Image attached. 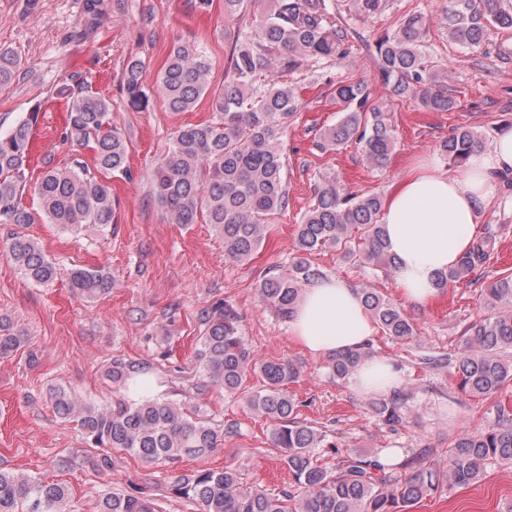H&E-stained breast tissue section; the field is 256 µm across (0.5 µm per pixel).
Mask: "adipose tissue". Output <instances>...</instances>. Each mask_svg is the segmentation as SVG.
<instances>
[{"mask_svg": "<svg viewBox=\"0 0 512 512\" xmlns=\"http://www.w3.org/2000/svg\"><path fill=\"white\" fill-rule=\"evenodd\" d=\"M512 169V126L502 127L489 147L473 153L463 168L446 172L431 163L412 168L393 187L382 222L395 282L410 302L424 304L439 295L436 283L468 249L478 229L479 210L496 196V176ZM290 332L308 353L329 355L366 346L375 327L357 289L328 277L303 292L290 320ZM403 372L388 358L361 363L349 377L363 395L392 394Z\"/></svg>", "mask_w": 512, "mask_h": 512, "instance_id": "obj_1", "label": "adipose tissue"}]
</instances>
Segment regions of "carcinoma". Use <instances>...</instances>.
<instances>
[{
    "label": "carcinoma",
    "mask_w": 512,
    "mask_h": 512,
    "mask_svg": "<svg viewBox=\"0 0 512 512\" xmlns=\"http://www.w3.org/2000/svg\"><path fill=\"white\" fill-rule=\"evenodd\" d=\"M263 2L247 30H237L224 82L211 89V64L198 45L177 41L169 50L158 82L165 107L175 113L193 109L198 99L211 95L214 117L179 126L150 175L153 193L170 224H210L224 241L226 258L243 263L261 247L275 216L288 209L287 159L281 141L288 120L298 110L295 88L279 81L277 73L307 68L323 59L342 60L351 52L349 31L336 21L329 0H224V16L235 18L249 4ZM389 0H351L349 10L369 21L381 15ZM441 22L450 39L475 52L483 49L494 28L512 30V4L507 0H444ZM429 17L409 13L398 28L377 36L374 44L379 78L392 97L411 98L426 112H450L458 107L448 89L447 72L428 64L424 36ZM144 64L130 59L122 86L133 106L147 101L141 73ZM20 68L19 59L0 49V89L10 85ZM65 100L63 140L92 152L94 168L77 160L66 167L43 172L37 183L40 212L23 202L26 171L30 166L38 113L18 122L0 136V224H32L39 216L48 224L73 230L84 224L115 222V201L108 176L127 175L129 143L112 127L110 103L81 82L60 90ZM340 108L336 124L324 129L317 146L341 149L358 146L372 168L381 170L397 146L391 110L373 102L365 80L339 81L333 89ZM485 147L478 133L458 128L437 146L452 167L464 165ZM383 198L378 193L348 191L334 177L323 176L313 188V199L296 230V249L288 268H272L257 287L260 303L278 317H292L302 287L325 277L310 256L334 248L345 262L386 278L395 264L385 242ZM496 236L488 231L475 236L457 266L441 276L437 287L477 274L490 257ZM3 250L28 280L45 284L55 278L54 262L38 241L22 232L11 234ZM72 288L95 299L110 292V276L101 270L78 268ZM364 305L384 335L406 341L416 335L410 316L388 296L369 285L359 288ZM487 314L464 330L461 352L453 360L460 391L489 397L512 382V274L498 276L485 288ZM203 333L197 337L193 367L172 371L185 374L191 390L204 395L217 387L245 399L250 410L270 426L271 443L281 452L294 489L273 494L243 481L238 469H200L178 476L170 491L196 507V512H406L448 486L478 482L494 464L512 462V413L498 412L496 427L464 434L448 451L444 463L429 458L424 449L402 464L408 473L393 477L385 472L380 455L348 453L332 474L318 464L314 449L334 447L324 432L298 418L299 404L288 386L301 377L291 359L253 362L241 334V317L226 302L200 311ZM24 336L6 317H0V356L24 347ZM374 356L371 346L328 356L326 376L346 383L359 364ZM114 387L112 404L85 403L60 386L48 389L57 414L73 422L84 443L97 450L87 463L99 471L112 468V455L121 450L148 464L171 463L200 457L224 446V428L195 405L160 397L133 400L128 393L144 378L161 384L155 368L145 362L113 359L106 369ZM262 384L247 386L250 375ZM406 394L399 390L373 402L380 420L390 428L405 420ZM71 492L63 482H45L0 470V512H67ZM99 512H157L144 497L111 492L102 497Z\"/></svg>",
    "instance_id": "obj_1"
}]
</instances>
